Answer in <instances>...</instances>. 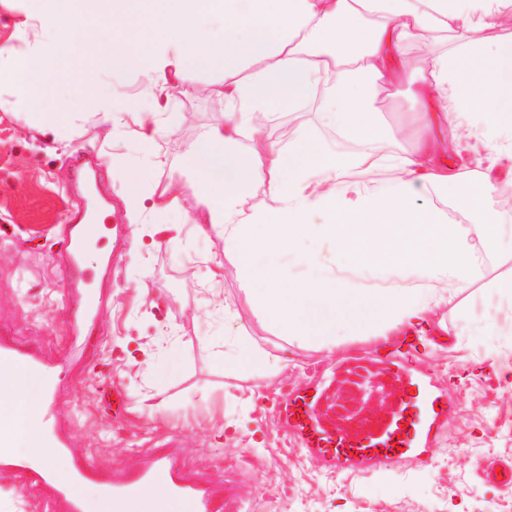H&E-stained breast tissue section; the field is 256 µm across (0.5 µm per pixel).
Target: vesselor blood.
<instances>
[{"label":"vessel or blood","mask_w":512,"mask_h":512,"mask_svg":"<svg viewBox=\"0 0 512 512\" xmlns=\"http://www.w3.org/2000/svg\"><path fill=\"white\" fill-rule=\"evenodd\" d=\"M380 364L379 374L365 380L363 387L366 394L385 398L389 411L351 433L337 430L328 411L320 407L345 373V365L332 369L314 391L299 389L289 393L285 417L303 448L339 468L424 460L451 411L448 396L435 388L421 369L414 343L394 348ZM20 375L26 377L38 398L35 410L41 420V442L66 450L68 436L49 410L61 393L56 366L36 352L0 340V387L10 386ZM11 445V435L0 433V466L32 475L34 481L51 489L55 499L65 503L67 512H85L78 488L90 482L96 483L116 506L128 497L160 486L180 512H240L233 486L191 477L171 450L152 455L143 466L118 479L102 477L94 465L79 461L73 465L70 481L62 482L40 459L11 455Z\"/></svg>","instance_id":"obj_1"}]
</instances>
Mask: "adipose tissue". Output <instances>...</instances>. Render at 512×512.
I'll use <instances>...</instances> for the list:
<instances>
[{"mask_svg": "<svg viewBox=\"0 0 512 512\" xmlns=\"http://www.w3.org/2000/svg\"><path fill=\"white\" fill-rule=\"evenodd\" d=\"M0 45V86L41 98L51 84L73 88L100 123L151 146L181 119L162 101L190 75L224 74V113L188 150L203 197L188 221L224 239L253 313L281 336L331 352L338 330L383 336L426 326L434 308L480 281L512 301V274L491 275L490 257L512 231V213L489 207L512 180V0H29ZM450 33L446 49L408 57L415 32ZM135 72L151 82L153 111L135 98L105 99L99 73ZM411 80L417 129L382 125L378 89ZM319 108L321 122L358 148L344 163L300 133L294 151L261 140L256 116ZM479 129L480 152L465 155L461 127ZM384 171L383 179L367 172ZM264 189L254 203L252 186ZM455 189L472 223L449 222L428 198ZM321 240L325 251L301 253ZM296 256L295 277L263 256ZM227 367L279 368L251 337H237ZM24 380L0 389L14 447L51 462L24 406Z\"/></svg>", "mask_w": 512, "mask_h": 512, "instance_id": "1", "label": "adipose tissue"}]
</instances>
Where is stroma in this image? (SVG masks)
I'll return each instance as SVG.
<instances>
[{
	"instance_id": "35a3bbf8",
	"label": "stroma",
	"mask_w": 512,
	"mask_h": 512,
	"mask_svg": "<svg viewBox=\"0 0 512 512\" xmlns=\"http://www.w3.org/2000/svg\"><path fill=\"white\" fill-rule=\"evenodd\" d=\"M193 83L194 90H173L167 105L182 118L178 135H160L148 149L92 116L64 148L53 134L28 132L36 113L80 110L63 84L0 110V337L55 363L83 302L97 308L79 338L83 363L61 373L64 391L51 406L69 436L57 466L89 457L112 476L174 438L186 470L237 485L243 512H512V489L484 476L512 464V303L490 289L429 316L420 356L455 408L427 462L341 471L289 435L279 410L291 389L348 354L375 359L390 341L352 336L326 354L253 316L223 238L187 221L199 203L187 147L224 111L223 74H198ZM156 153L165 160L159 169L150 166ZM128 164L149 170L146 204L174 184L177 207L129 223L118 177ZM86 166L122 227L120 244L108 237L87 244L84 269L103 273L90 298L71 286L76 273L60 236L86 211L77 185ZM488 322L494 335L483 331ZM239 335L287 354V363L274 373L225 371L215 354ZM45 501L40 486L0 467V512H42Z\"/></svg>"
}]
</instances>
